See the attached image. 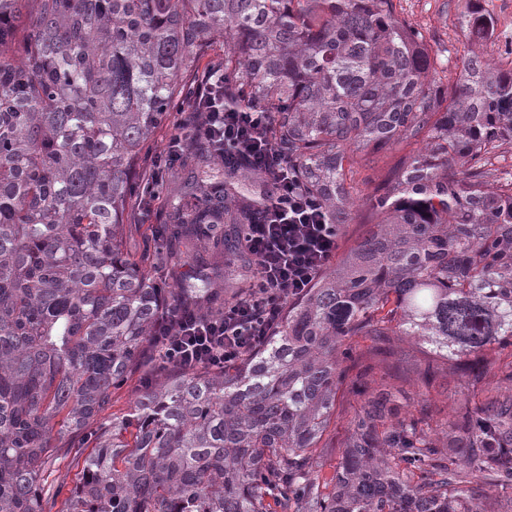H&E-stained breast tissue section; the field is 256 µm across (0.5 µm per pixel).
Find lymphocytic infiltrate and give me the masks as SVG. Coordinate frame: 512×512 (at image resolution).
<instances>
[{
	"label": "lymphocytic infiltrate",
	"mask_w": 512,
	"mask_h": 512,
	"mask_svg": "<svg viewBox=\"0 0 512 512\" xmlns=\"http://www.w3.org/2000/svg\"><path fill=\"white\" fill-rule=\"evenodd\" d=\"M190 99V111L176 113L174 127H196L217 150L239 154L280 186L279 196L266 207L265 223L247 225L243 234L254 265L250 288L211 319L172 306L155 330L154 344L164 362L187 370L201 365L222 370L264 344L285 303L310 288L335 256L338 238L335 225L294 182L287 161L277 158L268 137L269 113L227 107L224 82L211 69L194 84Z\"/></svg>",
	"instance_id": "1"
}]
</instances>
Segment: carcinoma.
<instances>
[{"instance_id":"obj_1","label":"carcinoma","mask_w":512,"mask_h":512,"mask_svg":"<svg viewBox=\"0 0 512 512\" xmlns=\"http://www.w3.org/2000/svg\"><path fill=\"white\" fill-rule=\"evenodd\" d=\"M202 57L230 104L273 114L330 224L353 220V154L423 144L366 198L365 237L226 371L157 365L156 324L177 299L224 311V265L276 184L187 131L154 185L163 242L136 256L125 237ZM435 65L394 0H0V512H54L57 461L90 425L61 512H512V360L482 396L487 355L512 347V66L470 47L444 86ZM189 252L192 279H155ZM394 336L425 384L445 365L473 389L446 422L359 367L358 340ZM138 369L150 381L106 414ZM344 386L363 404L328 480Z\"/></svg>"}]
</instances>
